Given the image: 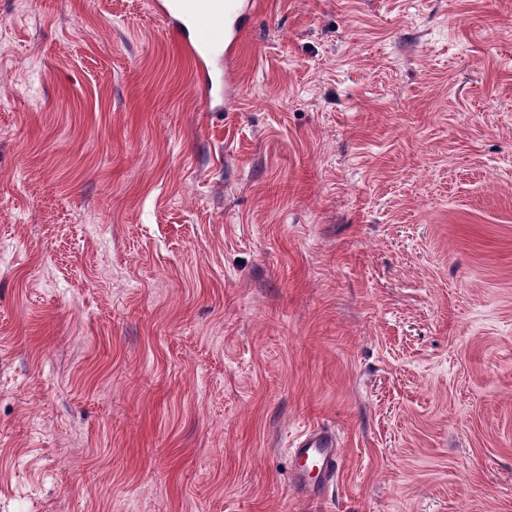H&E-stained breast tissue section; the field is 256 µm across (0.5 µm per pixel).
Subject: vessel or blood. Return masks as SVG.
<instances>
[{
  "label": "vessel or blood",
  "mask_w": 512,
  "mask_h": 512,
  "mask_svg": "<svg viewBox=\"0 0 512 512\" xmlns=\"http://www.w3.org/2000/svg\"><path fill=\"white\" fill-rule=\"evenodd\" d=\"M154 8L172 22L171 32L196 59L223 58L232 63L250 23L252 0H154ZM300 475H313L308 493L324 498L336 483L341 456L335 431L319 427L300 435L290 450Z\"/></svg>",
  "instance_id": "vessel-or-blood-1"
}]
</instances>
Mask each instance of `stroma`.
<instances>
[{
    "label": "stroma",
    "instance_id": "obj_1",
    "mask_svg": "<svg viewBox=\"0 0 512 512\" xmlns=\"http://www.w3.org/2000/svg\"><path fill=\"white\" fill-rule=\"evenodd\" d=\"M168 26L0 0V512H512V0ZM154 8L172 22L170 32L195 59L224 56L230 67L254 12L251 0H156ZM196 32L197 39H190ZM296 465L294 484H301V477L315 472L312 488L303 490L316 499L324 498L336 483L340 470L341 456L336 432L325 427H318L300 435L289 449ZM300 464V469L297 468Z\"/></svg>",
    "mask_w": 512,
    "mask_h": 512
}]
</instances>
